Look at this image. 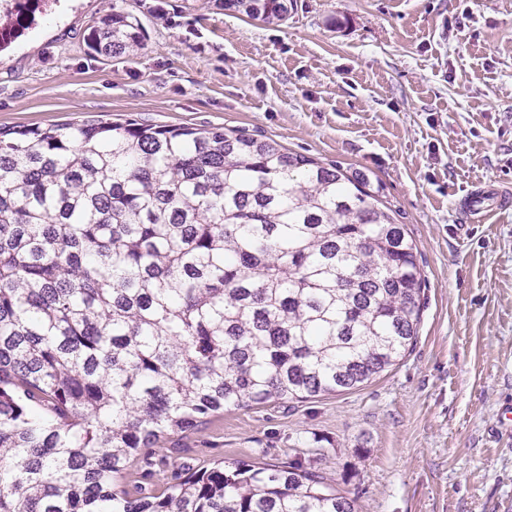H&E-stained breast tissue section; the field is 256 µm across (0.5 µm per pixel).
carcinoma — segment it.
Returning a JSON list of instances; mask_svg holds the SVG:
<instances>
[{"mask_svg":"<svg viewBox=\"0 0 512 512\" xmlns=\"http://www.w3.org/2000/svg\"><path fill=\"white\" fill-rule=\"evenodd\" d=\"M222 5L273 24L296 0ZM144 37L115 11L87 41ZM424 284L360 171L219 126L0 128V512H355L299 460L165 481L147 449L375 379Z\"/></svg>","mask_w":512,"mask_h":512,"instance_id":"obj_1","label":"carcinoma"}]
</instances>
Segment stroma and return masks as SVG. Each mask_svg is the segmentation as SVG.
I'll return each mask as SVG.
<instances>
[{
  "label": "stroma",
  "mask_w": 512,
  "mask_h": 512,
  "mask_svg": "<svg viewBox=\"0 0 512 512\" xmlns=\"http://www.w3.org/2000/svg\"><path fill=\"white\" fill-rule=\"evenodd\" d=\"M137 16L105 56L99 19ZM222 126L366 174L423 260L415 346L349 391L225 411L178 465L301 459L356 512H512V0H296L281 26L219 0H40L0 49V127ZM144 37L142 24L136 17L112 11V15L102 17L91 28L87 41L101 54L120 56L142 48ZM495 193L490 191H477L468 200V209L480 217H489L502 210L494 201Z\"/></svg>",
  "instance_id": "35a3bbf8"
}]
</instances>
